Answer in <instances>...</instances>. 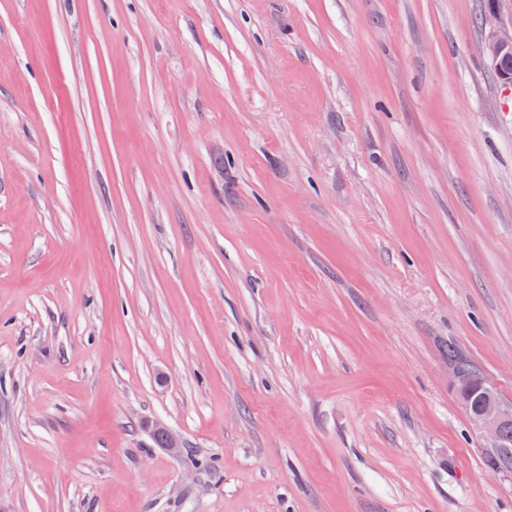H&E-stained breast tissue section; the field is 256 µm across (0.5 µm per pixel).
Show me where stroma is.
Instances as JSON below:
<instances>
[{
	"mask_svg": "<svg viewBox=\"0 0 512 512\" xmlns=\"http://www.w3.org/2000/svg\"><path fill=\"white\" fill-rule=\"evenodd\" d=\"M485 7L0 0V512H512ZM459 358L464 359L481 377L478 369L462 357L453 344L449 345L448 360ZM467 365L462 361L448 362V374L458 393L461 407L471 423L485 434L488 448H492L501 458H512V440L508 436V429L512 426V406L494 401L485 393V403L478 409L471 408L467 394L476 387H483L477 383L479 380Z\"/></svg>",
	"mask_w": 512,
	"mask_h": 512,
	"instance_id": "stroma-1",
	"label": "stroma"
}]
</instances>
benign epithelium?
Masks as SVG:
<instances>
[{
    "mask_svg": "<svg viewBox=\"0 0 512 512\" xmlns=\"http://www.w3.org/2000/svg\"><path fill=\"white\" fill-rule=\"evenodd\" d=\"M512 7V0H488V6L482 16V28L485 34L484 51L491 66L500 77L512 82V24L502 20L505 6ZM448 374L456 389L461 407L471 423L481 430L488 445L502 458H512V439L508 429L512 427V406L490 398L478 409L470 407L467 394L478 387V379L472 370L462 361L448 363Z\"/></svg>",
    "mask_w": 512,
    "mask_h": 512,
    "instance_id": "benign-epithelium-1",
    "label": "benign epithelium"
}]
</instances>
